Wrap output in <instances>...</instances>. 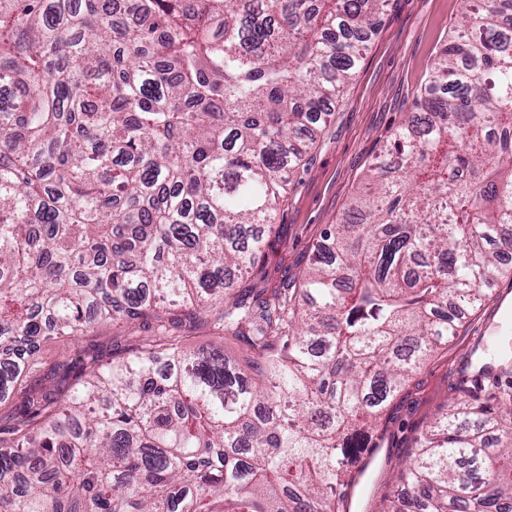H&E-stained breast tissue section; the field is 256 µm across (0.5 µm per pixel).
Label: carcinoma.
I'll use <instances>...</instances> for the list:
<instances>
[{
  "label": "carcinoma",
  "mask_w": 512,
  "mask_h": 512,
  "mask_svg": "<svg viewBox=\"0 0 512 512\" xmlns=\"http://www.w3.org/2000/svg\"><path fill=\"white\" fill-rule=\"evenodd\" d=\"M386 2L0 0V512H346L448 304L512 251V0H460L299 287L234 288ZM137 319L128 356L22 392L40 341ZM397 486L388 512H512V390L449 405ZM183 334V336H190L187 342L192 348L209 347L211 345H223L224 352L237 358H241L242 345L240 343L232 340L224 341L223 343L221 339L212 335V331L208 326H206V324H200L187 328Z\"/></svg>",
  "instance_id": "carcinoma-1"
}]
</instances>
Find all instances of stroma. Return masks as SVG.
<instances>
[{
    "label": "stroma",
    "instance_id": "stroma-1",
    "mask_svg": "<svg viewBox=\"0 0 512 512\" xmlns=\"http://www.w3.org/2000/svg\"><path fill=\"white\" fill-rule=\"evenodd\" d=\"M459 22L458 0H389L352 79L331 105L330 121L276 208L274 232L248 286L273 287L300 277L324 228L363 188L369 168L411 111L433 59ZM488 295L388 406L382 439L354 489L350 512H384L399 463L450 402L512 384L504 358L512 353V333H493L496 323L512 315V262Z\"/></svg>",
    "mask_w": 512,
    "mask_h": 512
}]
</instances>
